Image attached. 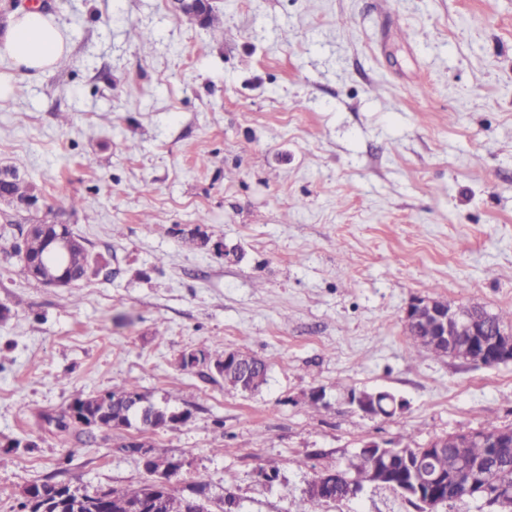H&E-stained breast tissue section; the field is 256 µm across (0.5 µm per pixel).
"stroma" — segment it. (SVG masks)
<instances>
[{
	"label": "stroma",
	"instance_id": "1",
	"mask_svg": "<svg viewBox=\"0 0 512 512\" xmlns=\"http://www.w3.org/2000/svg\"><path fill=\"white\" fill-rule=\"evenodd\" d=\"M34 6L70 53L37 78L0 55V167L105 271L27 278L0 217V512L49 479L146 480L127 430L79 448L40 418L121 384L190 414L142 433L173 489L203 479L238 512H298L368 440L512 427V362L412 360L403 329L418 295L512 312V0H216L212 27L169 0H0V24ZM189 224L223 252L184 247ZM196 348L267 382L226 390L180 366ZM363 391L405 407L366 416ZM322 512L416 510L368 487ZM244 356L248 359L238 362L237 367L227 375V378L230 381H237L247 377L249 382L245 383L246 387L251 392L258 391L267 382V364L253 355L244 354Z\"/></svg>",
	"mask_w": 512,
	"mask_h": 512
}]
</instances>
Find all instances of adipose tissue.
Masks as SVG:
<instances>
[{
    "mask_svg": "<svg viewBox=\"0 0 512 512\" xmlns=\"http://www.w3.org/2000/svg\"><path fill=\"white\" fill-rule=\"evenodd\" d=\"M70 50L69 42L52 15L30 8L15 12L0 37V51L22 76H43Z\"/></svg>",
    "mask_w": 512,
    "mask_h": 512,
    "instance_id": "1",
    "label": "adipose tissue"
}]
</instances>
